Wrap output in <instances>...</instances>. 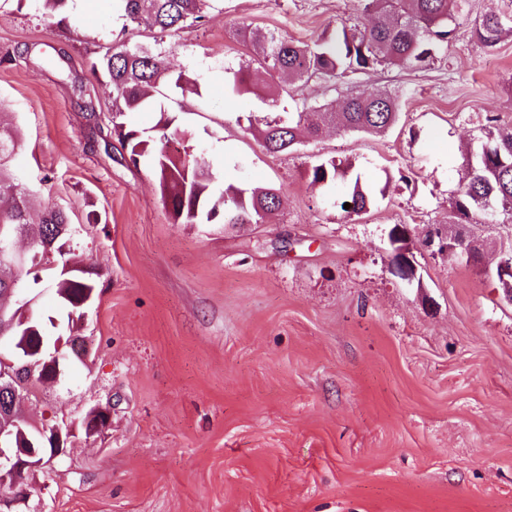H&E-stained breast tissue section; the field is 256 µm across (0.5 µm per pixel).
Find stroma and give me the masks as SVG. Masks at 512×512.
<instances>
[{
  "label": "stroma",
  "mask_w": 512,
  "mask_h": 512,
  "mask_svg": "<svg viewBox=\"0 0 512 512\" xmlns=\"http://www.w3.org/2000/svg\"><path fill=\"white\" fill-rule=\"evenodd\" d=\"M53 26L40 0H0V114L19 131L14 167L38 208L66 211L71 249L93 268L77 327L51 290L32 304L50 338L80 337L58 383L28 409L35 425L109 408V428L77 437L36 472L17 512H512V303L495 277L511 224H470L478 263L431 254L429 230L489 120L512 129V36L481 46L475 25L512 0H464L456 37L418 68L377 67L295 82L277 100L230 94L250 48L240 30L310 43L364 27L361 0H217L204 23L165 33L124 25L106 0ZM161 51L200 79L170 108L217 187L271 185L266 224H178L148 163L112 132V88L90 66L119 40ZM364 91L396 96L381 134L326 129L271 154L252 117ZM335 159L370 179L361 214L351 182L311 186ZM407 225L420 278L389 265ZM347 198L341 203V208L349 214H358L367 209L373 202L372 195L363 190L360 184V176H356L352 191ZM345 203H349V209H344Z\"/></svg>",
  "instance_id": "1"
}]
</instances>
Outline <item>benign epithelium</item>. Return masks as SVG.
I'll list each match as a JSON object with an SVG mask.
<instances>
[{"label":"benign epithelium","mask_w":512,"mask_h":512,"mask_svg":"<svg viewBox=\"0 0 512 512\" xmlns=\"http://www.w3.org/2000/svg\"><path fill=\"white\" fill-rule=\"evenodd\" d=\"M457 237L448 242L436 241L432 234L423 240L424 247L448 245V250H461L460 257L469 258L477 250L476 241L464 231V225L454 226ZM409 231L402 225L391 229L388 240L393 247V272L402 280L412 282L415 267L407 255L406 248L397 246V240L405 238ZM0 262L5 265L24 263V252L14 244V235L5 227L0 228ZM15 361L5 362L0 357V389L10 392L9 397L0 400V487L7 486L14 494L10 498H0V509L14 512V507L25 500L31 486L30 478L47 462L67 453V445L77 436L76 426L63 421L51 426L36 428L27 433L19 423L18 404H25L29 395L14 390V368L19 365L29 368L39 367L49 374L50 381H57L60 363L67 358L62 352L61 339L53 342L42 336H24L15 341ZM110 410L102 407L90 409L81 422V429L90 438L102 433L110 424Z\"/></svg>","instance_id":"1"}]
</instances>
